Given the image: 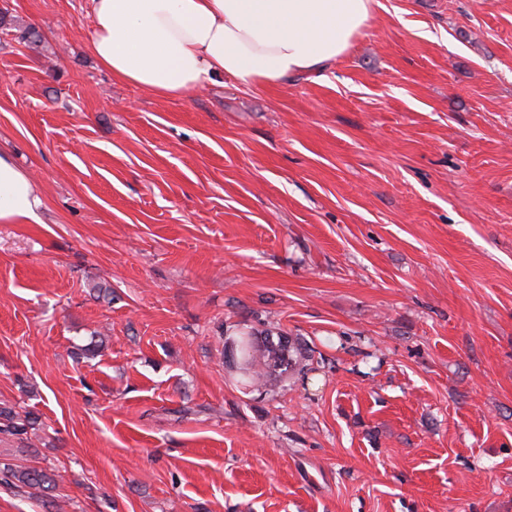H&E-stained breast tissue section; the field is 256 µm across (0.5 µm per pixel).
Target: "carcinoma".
<instances>
[{"label":"carcinoma","instance_id":"obj_1","mask_svg":"<svg viewBox=\"0 0 512 512\" xmlns=\"http://www.w3.org/2000/svg\"><path fill=\"white\" fill-rule=\"evenodd\" d=\"M224 357L229 368L238 374L239 383L245 390L264 388L274 392L284 388L287 382L306 379L308 373L318 370L320 365L314 350L299 337L282 330L244 332L230 343ZM41 431L43 422L36 412L0 405V435L23 444L21 452H33L31 440L40 437ZM0 484L20 494L46 497L49 504L61 509V505L52 500L56 475L47 469L0 457Z\"/></svg>","mask_w":512,"mask_h":512}]
</instances>
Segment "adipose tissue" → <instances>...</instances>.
<instances>
[{
    "label": "adipose tissue",
    "instance_id": "obj_1",
    "mask_svg": "<svg viewBox=\"0 0 512 512\" xmlns=\"http://www.w3.org/2000/svg\"><path fill=\"white\" fill-rule=\"evenodd\" d=\"M376 0H87L89 52L113 79L178 99L229 77L279 85L324 71ZM29 173L0 152V223L39 224Z\"/></svg>",
    "mask_w": 512,
    "mask_h": 512
}]
</instances>
